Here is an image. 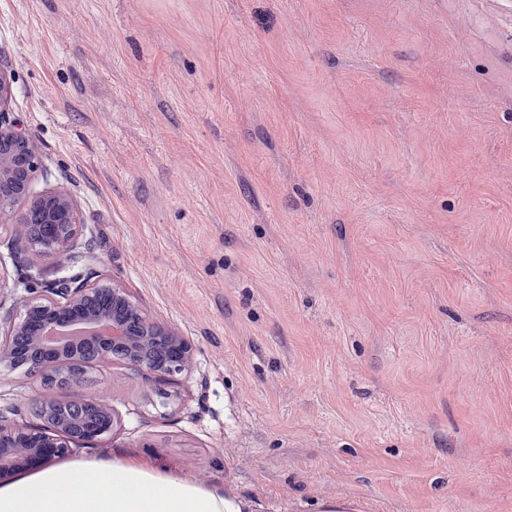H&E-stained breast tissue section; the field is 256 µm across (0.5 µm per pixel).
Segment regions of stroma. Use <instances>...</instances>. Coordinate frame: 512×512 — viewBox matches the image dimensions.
Listing matches in <instances>:
<instances>
[{
    "label": "stroma",
    "instance_id": "1",
    "mask_svg": "<svg viewBox=\"0 0 512 512\" xmlns=\"http://www.w3.org/2000/svg\"><path fill=\"white\" fill-rule=\"evenodd\" d=\"M31 192L195 348L94 369L120 451L253 512H512V0H0ZM44 391L0 371V413Z\"/></svg>",
    "mask_w": 512,
    "mask_h": 512
}]
</instances>
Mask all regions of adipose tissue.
Listing matches in <instances>:
<instances>
[{
  "instance_id": "obj_1",
  "label": "adipose tissue",
  "mask_w": 512,
  "mask_h": 512,
  "mask_svg": "<svg viewBox=\"0 0 512 512\" xmlns=\"http://www.w3.org/2000/svg\"><path fill=\"white\" fill-rule=\"evenodd\" d=\"M0 512H251V505L132 460L91 456L0 483Z\"/></svg>"
}]
</instances>
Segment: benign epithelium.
I'll list each match as a JSON object with an SVG mask.
<instances>
[{
  "label": "benign epithelium",
  "instance_id": "obj_1",
  "mask_svg": "<svg viewBox=\"0 0 512 512\" xmlns=\"http://www.w3.org/2000/svg\"><path fill=\"white\" fill-rule=\"evenodd\" d=\"M11 83V74L0 68V217L13 214L14 205L30 197L39 166L29 134L7 120ZM78 221L67 195L46 193L31 197L13 226L23 247L53 257L76 249ZM6 322L7 332L0 336L1 369L35 356L41 373L54 377L61 367L84 363L91 349L97 364L118 358L137 374L166 382L186 370L193 357L187 338L146 317L125 289L78 274L45 283L40 295L23 303L22 317ZM113 426L112 407L92 395L53 427L12 425L0 418V481L67 456L72 442L92 444L112 433Z\"/></svg>",
  "mask_w": 512,
  "mask_h": 512
}]
</instances>
